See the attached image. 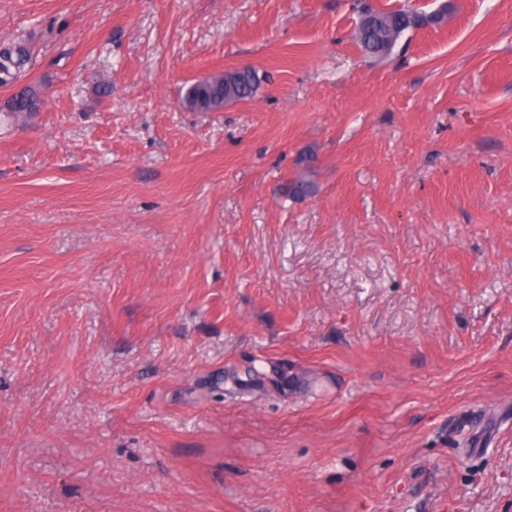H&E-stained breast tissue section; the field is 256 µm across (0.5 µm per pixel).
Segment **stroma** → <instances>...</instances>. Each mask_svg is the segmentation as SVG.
<instances>
[{
	"mask_svg": "<svg viewBox=\"0 0 512 512\" xmlns=\"http://www.w3.org/2000/svg\"><path fill=\"white\" fill-rule=\"evenodd\" d=\"M368 2L0 0V512H512V0ZM359 14L355 39L361 50L375 60H386L399 40L408 32L423 26L440 24L444 17L436 12L420 13L413 9L378 11L363 0H353ZM0 50V85H13L30 62V47L23 40H18L3 42ZM230 82L224 83V71H217L208 77L189 84L181 98V105L193 112H220L224 109V97L234 102L254 97L259 84L257 72L250 69L230 72ZM43 90L35 83H27L15 91L1 105V113L4 117L13 118L20 114L31 115L32 112L40 110L43 104ZM316 155L310 149L300 152L297 159L298 174L288 182L287 192L293 198H302L312 195L318 189L316 181L312 178Z\"/></svg>",
	"mask_w": 512,
	"mask_h": 512,
	"instance_id": "obj_1",
	"label": "stroma"
}]
</instances>
